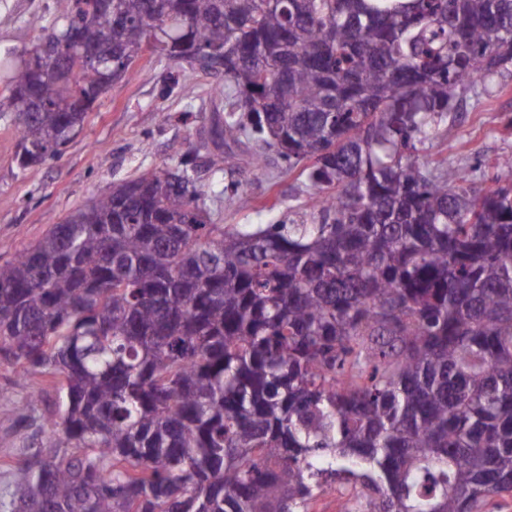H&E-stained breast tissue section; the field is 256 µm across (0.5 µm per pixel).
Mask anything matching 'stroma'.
I'll use <instances>...</instances> for the list:
<instances>
[{"mask_svg":"<svg viewBox=\"0 0 512 512\" xmlns=\"http://www.w3.org/2000/svg\"><path fill=\"white\" fill-rule=\"evenodd\" d=\"M55 0H0V58L29 49L55 19ZM216 79L182 69L151 53L115 80L62 154L45 164L20 169L14 162L17 138L8 118H0V262L12 260L62 218L103 192L112 181L174 166L181 156L205 158L204 141L221 102L213 100ZM424 156L452 166L492 165L512 156V78L489 81L479 97H468L454 122L440 127ZM235 148V174L199 166L213 223L272 224L303 200L299 170L275 160L263 170ZM233 188L232 203L223 191ZM39 376H21L0 364V460L18 458L32 433L31 418L41 404H28ZM362 495L346 480L324 477L307 512H343L358 507Z\"/></svg>","mask_w":512,"mask_h":512,"instance_id":"1","label":"stroma"}]
</instances>
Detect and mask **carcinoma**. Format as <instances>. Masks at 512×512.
Returning a JSON list of instances; mask_svg holds the SVG:
<instances>
[{
  "label": "carcinoma",
  "instance_id": "1",
  "mask_svg": "<svg viewBox=\"0 0 512 512\" xmlns=\"http://www.w3.org/2000/svg\"><path fill=\"white\" fill-rule=\"evenodd\" d=\"M5 71L15 161L58 156L148 49L224 141L307 164L305 204L214 224L196 159L112 182L0 263V363L47 387L3 512H366L512 492V157L422 151L512 65V0H55ZM360 500H363L360 488L354 487L341 477L326 476L320 488L314 490V496L309 501L307 512H342V506L348 504L358 508Z\"/></svg>",
  "mask_w": 512,
  "mask_h": 512
}]
</instances>
